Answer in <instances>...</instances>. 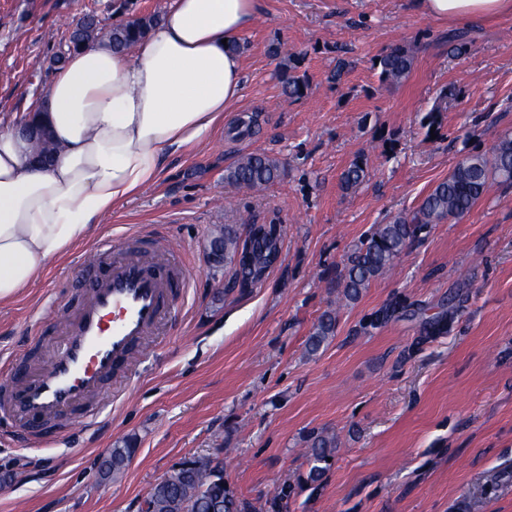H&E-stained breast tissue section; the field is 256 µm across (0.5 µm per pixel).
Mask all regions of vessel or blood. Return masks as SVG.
Segmentation results:
<instances>
[{"instance_id": "obj_1", "label": "vessel or blood", "mask_w": 512, "mask_h": 512, "mask_svg": "<svg viewBox=\"0 0 512 512\" xmlns=\"http://www.w3.org/2000/svg\"><path fill=\"white\" fill-rule=\"evenodd\" d=\"M96 252L109 257L107 271L90 280L54 356L20 370L0 409L42 424L67 413L72 433L90 428L111 404L100 396L105 381L157 333L189 286L174 253L148 244L119 253L108 239Z\"/></svg>"}]
</instances>
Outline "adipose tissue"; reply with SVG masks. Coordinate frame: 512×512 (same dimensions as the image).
Wrapping results in <instances>:
<instances>
[{
    "label": "adipose tissue",
    "instance_id": "ef3b65f1",
    "mask_svg": "<svg viewBox=\"0 0 512 512\" xmlns=\"http://www.w3.org/2000/svg\"><path fill=\"white\" fill-rule=\"evenodd\" d=\"M444 20L512 14V0H418ZM258 0H173L131 49L73 51L34 105L57 146L37 166L19 122L0 123V303L90 237L100 220L157 184L166 160L206 141L242 96L234 45Z\"/></svg>",
    "mask_w": 512,
    "mask_h": 512
}]
</instances>
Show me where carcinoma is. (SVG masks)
Instances as JSON below:
<instances>
[{"instance_id": "carcinoma-1", "label": "carcinoma", "mask_w": 512, "mask_h": 512, "mask_svg": "<svg viewBox=\"0 0 512 512\" xmlns=\"http://www.w3.org/2000/svg\"><path fill=\"white\" fill-rule=\"evenodd\" d=\"M159 22L153 14L132 18L112 26L107 42L112 49L125 51L150 32ZM102 27L93 16L78 23L73 30V49H79L98 41ZM413 52L404 45L393 46L378 59L380 78L385 83L397 84L405 80L413 65ZM284 91L290 97H300L307 89L305 79L288 75L283 79ZM283 164L267 154L244 155L232 167L225 170L224 180L252 189H261L280 179ZM365 177L362 163L353 162L342 174L344 188L357 186ZM492 180L512 184V136L503 137L491 153L472 152L457 163L448 179L439 182L422 200L409 217L398 216L388 224H381L375 232L351 255L348 264L339 273L344 296L356 301L370 282L392 268L407 243L415 237L424 224H436L445 219H460L484 195ZM246 241L240 239L229 227L216 230L211 238L210 251L222 253L224 267L233 270V275H247L248 271L236 270L235 258L244 249ZM336 333V316L331 312L318 320L308 340L307 352L317 353L322 345ZM336 449L334 438L318 434L309 448L311 467L307 482L319 484L326 468L323 464L332 457ZM134 453L131 443L123 442L112 449L105 461L103 478L123 469ZM179 475L174 480H163L150 491L153 512H187L191 507L196 512H248V504L240 499L217 473V466L208 456L187 457L180 463Z\"/></svg>"}]
</instances>
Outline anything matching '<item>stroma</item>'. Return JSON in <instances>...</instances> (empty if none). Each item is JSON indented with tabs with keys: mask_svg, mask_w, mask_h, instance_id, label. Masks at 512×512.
Returning a JSON list of instances; mask_svg holds the SVG:
<instances>
[{
	"mask_svg": "<svg viewBox=\"0 0 512 512\" xmlns=\"http://www.w3.org/2000/svg\"><path fill=\"white\" fill-rule=\"evenodd\" d=\"M172 2L0 0V120L44 93L79 18L107 29ZM240 44L243 95L223 125L0 304L1 394L11 364L54 354L98 238L133 247L156 236L191 282L147 340L150 358L108 381L123 395L96 433L30 447V424L0 429V512H137L193 455L220 456L253 512L284 485L288 512H512V185L491 181L466 216L422 227L356 302L337 284L378 225L416 210L472 150L512 135V16L438 20L416 0H261ZM397 44L415 62L387 85L375 62ZM286 72L307 79L302 97L283 93ZM248 153L278 158L284 175L261 190L226 182ZM361 158L364 180L344 189L342 173ZM221 224L242 235L280 226V260L254 287H228L230 270L208 261ZM52 296L61 312L31 344L26 328ZM331 310L334 337L308 354ZM320 431L336 453L316 486L306 450ZM122 440L134 458L101 478Z\"/></svg>",
	"mask_w": 512,
	"mask_h": 512,
	"instance_id": "1",
	"label": "stroma"
}]
</instances>
